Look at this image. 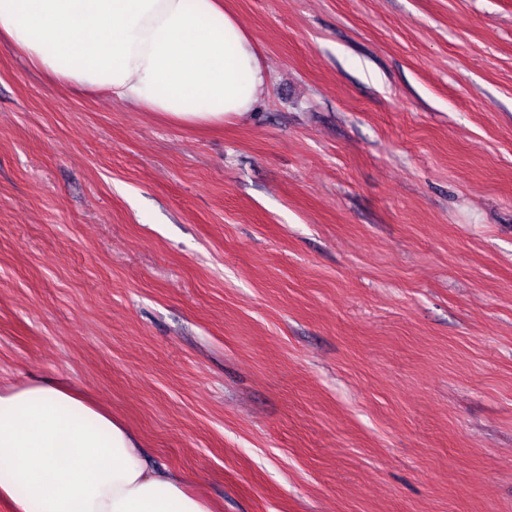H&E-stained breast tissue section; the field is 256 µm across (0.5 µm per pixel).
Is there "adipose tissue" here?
<instances>
[{
  "label": "adipose tissue",
  "instance_id": "1",
  "mask_svg": "<svg viewBox=\"0 0 512 512\" xmlns=\"http://www.w3.org/2000/svg\"><path fill=\"white\" fill-rule=\"evenodd\" d=\"M0 44L64 87L184 127L244 118L268 76L224 0H0ZM0 501L11 512H215L80 391L0 385Z\"/></svg>",
  "mask_w": 512,
  "mask_h": 512
}]
</instances>
